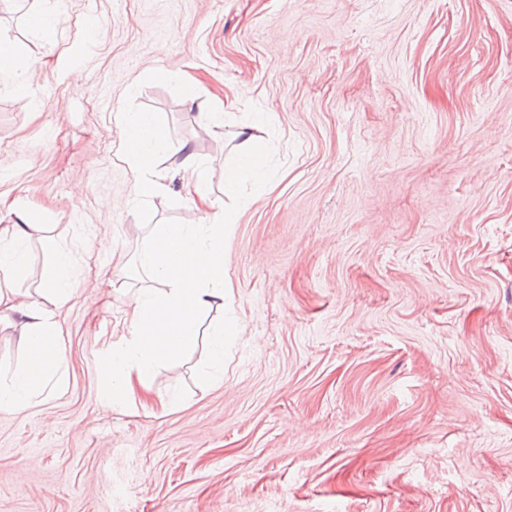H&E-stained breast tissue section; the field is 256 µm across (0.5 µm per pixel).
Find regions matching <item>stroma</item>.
Wrapping results in <instances>:
<instances>
[{
    "mask_svg": "<svg viewBox=\"0 0 512 512\" xmlns=\"http://www.w3.org/2000/svg\"><path fill=\"white\" fill-rule=\"evenodd\" d=\"M59 10L43 65L0 84V225L34 226L18 300L45 236L80 286L63 388L0 410V512H512V0ZM151 111L232 219L207 320L236 330L222 382L202 344L115 404L138 255L202 221L166 161L158 195L131 191L120 116ZM255 119L272 178L225 198Z\"/></svg>",
    "mask_w": 512,
    "mask_h": 512,
    "instance_id": "35a3bbf8",
    "label": "stroma"
}]
</instances>
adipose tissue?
Returning <instances> with one entry per match:
<instances>
[{"label":"adipose tissue","mask_w":512,"mask_h":512,"mask_svg":"<svg viewBox=\"0 0 512 512\" xmlns=\"http://www.w3.org/2000/svg\"><path fill=\"white\" fill-rule=\"evenodd\" d=\"M36 42L19 51L14 42L0 37V76L15 73L20 64L42 63L46 49L57 42V18L43 6L27 17ZM168 115L164 112H131L125 117L123 135L129 144L124 158L137 197L157 194L161 185L154 173L156 157L168 156L175 172L184 178L188 198L203 211L197 225L156 226L140 255V265L151 287L133 293L130 334L113 343L107 361L108 385L113 394L149 392L155 368L193 350L199 340L202 315L224 305V224L199 179L202 161L188 143L172 145L167 139ZM256 127H240L235 162L224 169V192L234 194L245 176L266 177L263 162L254 150ZM26 225L0 227V324H23L20 343L26 363L10 376L0 377V410L23 413L48 385L62 386L65 349L55 311L66 305L79 283L71 272L68 253L53 239L43 241L50 266L40 299L26 305L13 301L11 275L26 264Z\"/></svg>","instance_id":"adipose-tissue-1"}]
</instances>
